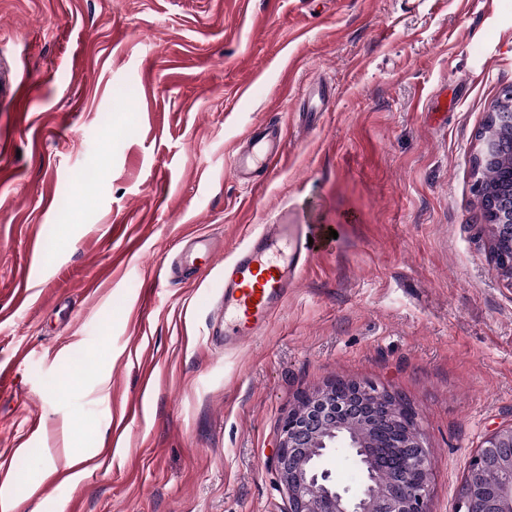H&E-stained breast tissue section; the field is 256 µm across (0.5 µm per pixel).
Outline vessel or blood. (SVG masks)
Segmentation results:
<instances>
[{
  "mask_svg": "<svg viewBox=\"0 0 512 512\" xmlns=\"http://www.w3.org/2000/svg\"><path fill=\"white\" fill-rule=\"evenodd\" d=\"M279 137L275 129L252 135L250 149L235 162V175L243 178L249 172L272 167ZM308 236L302 224H269L225 263V345L244 343L280 308L312 256Z\"/></svg>",
  "mask_w": 512,
  "mask_h": 512,
  "instance_id": "vessel-or-blood-1",
  "label": "vessel or blood"
}]
</instances>
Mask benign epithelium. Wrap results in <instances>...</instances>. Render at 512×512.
<instances>
[{
    "instance_id": "obj_1",
    "label": "benign epithelium",
    "mask_w": 512,
    "mask_h": 512,
    "mask_svg": "<svg viewBox=\"0 0 512 512\" xmlns=\"http://www.w3.org/2000/svg\"><path fill=\"white\" fill-rule=\"evenodd\" d=\"M512 137V87L502 91L479 135L483 162H504ZM489 223L480 225L492 270L512 286V206L498 203L483 178L474 184ZM350 449L363 472L359 490L340 489L321 460ZM271 468L288 494V512H429L431 461L414 413L397 397L371 384L335 382L305 395L282 418ZM457 512H512V425L490 431L471 458Z\"/></svg>"
}]
</instances>
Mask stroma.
<instances>
[{
	"mask_svg": "<svg viewBox=\"0 0 512 512\" xmlns=\"http://www.w3.org/2000/svg\"><path fill=\"white\" fill-rule=\"evenodd\" d=\"M2 63L13 512H288L280 421L339 379L405 400L429 512H456L512 424V286L473 190L512 0H0ZM268 124L283 155L244 183ZM283 218L338 237L225 348L224 262Z\"/></svg>",
	"mask_w": 512,
	"mask_h": 512,
	"instance_id": "1",
	"label": "stroma"
}]
</instances>
